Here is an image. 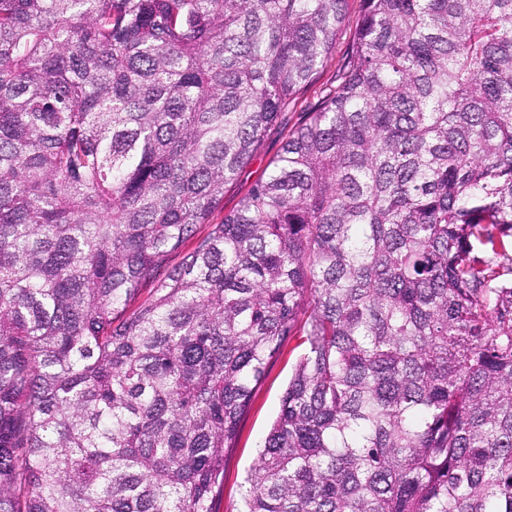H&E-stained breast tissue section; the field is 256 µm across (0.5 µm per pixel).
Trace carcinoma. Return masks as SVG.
<instances>
[{
    "mask_svg": "<svg viewBox=\"0 0 512 512\" xmlns=\"http://www.w3.org/2000/svg\"><path fill=\"white\" fill-rule=\"evenodd\" d=\"M347 2L0 0V512H216L291 341L242 512H512V0H362L211 222ZM348 40L349 34H342L340 36L336 49V62L326 68L317 84L304 94L295 107H290L287 112L282 114L279 126L271 130L265 139L261 151L244 170L237 184L229 186L225 190L224 207L215 212L213 217L214 222L221 221L224 218L225 213L233 210L247 189L263 176L270 159L277 155L281 150L283 141L288 134V129L299 121L301 112H303L309 105L316 102L319 88L332 79L334 72L336 71L335 65H337L338 60L341 59L342 55L346 54ZM294 345L292 341L284 346L279 360L259 387L251 410L241 425L237 448L225 458L224 492L217 506L218 512H237L240 509L246 478L257 462L258 446L279 413L280 397L288 384L298 353V350L291 352Z\"/></svg>",
    "mask_w": 512,
    "mask_h": 512,
    "instance_id": "obj_1",
    "label": "carcinoma"
}]
</instances>
